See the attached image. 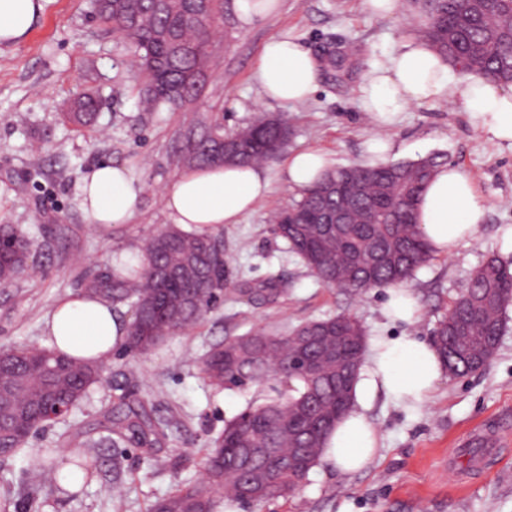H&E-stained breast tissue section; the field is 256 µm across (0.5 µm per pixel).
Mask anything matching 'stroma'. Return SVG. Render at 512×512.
Masks as SVG:
<instances>
[{
  "label": "stroma",
  "instance_id": "stroma-1",
  "mask_svg": "<svg viewBox=\"0 0 512 512\" xmlns=\"http://www.w3.org/2000/svg\"><path fill=\"white\" fill-rule=\"evenodd\" d=\"M281 34L321 61L317 89L301 105L266 99L255 79L263 45ZM413 37L407 14L379 19L363 0H283L276 18L250 26L237 20L233 0H224L199 97L152 112L141 106L130 45L95 17L90 0H54L24 41L0 45V224L13 225L29 240L38 268L35 276L0 288V348L46 345L43 322L60 297L84 292L118 255L139 250L168 225L161 193L187 169L188 136L217 115L228 132L260 112L279 116L292 129L287 154L319 149L336 167L372 163L367 143L381 135L391 143L387 161L441 157L469 174L487 202L480 237L453 256L433 257L411 282L419 320L394 323L382 314L385 289L354 295L326 287L274 234L273 212L300 193L284 179V156L267 161V197L239 223L208 228L229 261L223 296L192 331L167 337L148 353L116 345L102 365L103 382L66 419L0 458V503L8 502L7 512H150L178 486L203 482L204 454L254 396L250 389L215 390L202 378L203 355L225 337L254 328L284 333L348 313L371 338L431 340L476 266L498 255V229L512 225V144L489 141L464 107L449 101L407 107L383 129L371 123L362 107L364 77ZM86 93L97 97L98 107L93 123L79 129L64 114ZM102 163L125 166L139 184L132 223L98 226L83 211L80 186ZM269 278L284 288L276 301L242 293L243 284ZM124 392L145 401L166 425L154 454L113 445L97 425ZM364 413L381 438L366 469L343 474L321 463L296 494L240 505L236 512H512V319L479 371L443 377L422 405L408 407L377 393ZM489 424L506 433V443L468 445ZM78 426L95 445L96 478L76 492L45 480L37 494L21 498L31 459L58 447L60 436Z\"/></svg>",
  "mask_w": 512,
  "mask_h": 512
}]
</instances>
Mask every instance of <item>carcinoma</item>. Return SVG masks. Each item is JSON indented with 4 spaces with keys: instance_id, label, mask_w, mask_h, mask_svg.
Returning a JSON list of instances; mask_svg holds the SVG:
<instances>
[{
    "instance_id": "carcinoma-1",
    "label": "carcinoma",
    "mask_w": 512,
    "mask_h": 512,
    "mask_svg": "<svg viewBox=\"0 0 512 512\" xmlns=\"http://www.w3.org/2000/svg\"><path fill=\"white\" fill-rule=\"evenodd\" d=\"M421 11L418 36L448 62L472 74L503 85L512 83V0H414ZM96 17L134 49L137 75L155 87L145 105L176 109L200 93L203 59L200 49L223 22L224 0H92ZM97 100L91 94L77 99L71 124L83 127L91 120ZM224 126L187 147L185 161L194 167L213 165ZM291 135L281 118L262 115L238 130V150L227 161L249 165L281 153ZM439 166L434 157L377 165H353L330 171L303 190L301 198L274 215V232L299 255L324 285L350 293L371 288L405 286L432 257L416 208L420 195ZM345 208L354 221L341 235L327 231L323 219ZM219 247L206 233L168 226L143 247L141 267L118 262L87 290L126 303L132 313L127 325L128 349L147 353L162 339L196 325L210 311L224 287ZM36 268L28 243L11 224H0V287H7ZM473 292L453 302L457 320L442 318L433 343L450 377L475 372L493 356L497 337L505 326L512 273L490 258L470 278ZM251 294L273 300L284 292L275 279ZM342 338L345 364L353 367L347 386L337 373L336 337ZM366 333L351 314L318 318L295 327L287 335L250 330L213 345L202 361V374L216 390L264 387L279 377L277 396L253 400L224 426L203 461L204 483L176 489L157 501L152 512H218L221 499L241 502L243 474L239 449H253L256 466L283 464L275 485L253 489L251 500L263 502L287 497L320 461L325 441L336 419L349 411L352 389L362 366ZM101 368L46 347L21 346L0 358V429L16 433L19 442L50 424L33 419L53 394L72 407L100 383ZM103 427L112 443L152 449L164 432L144 403L118 396ZM91 481L98 459L91 452L72 460L35 457L30 472H46L60 481L66 466Z\"/></svg>"
}]
</instances>
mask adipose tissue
I'll list each match as a JSON object with an SVG mask.
<instances>
[{
  "mask_svg": "<svg viewBox=\"0 0 512 512\" xmlns=\"http://www.w3.org/2000/svg\"><path fill=\"white\" fill-rule=\"evenodd\" d=\"M51 0H0V44L24 40L43 17ZM256 80L266 98L301 104L316 91V63L297 40L270 38L256 66ZM364 108L377 127L391 125L406 107L448 98L462 100L491 141L512 142V87L474 75L452 83L447 61L423 41L412 39L383 66L374 68L362 87ZM319 150H304L286 161V179L295 189L315 183L328 169ZM269 182L256 165L224 164L186 171L163 193L171 224L202 227L235 224L264 199ZM140 188L122 166L95 167L81 188L82 205L92 223L127 224L136 213ZM486 203L472 178L453 165L440 166L427 185L418 222L433 254L452 255L464 242L479 237ZM50 346L61 353L98 363L107 361L124 330L105 299L89 293L57 300L45 321ZM445 371L434 345L416 336L373 340L355 386L358 404L338 421L323 460L340 473L368 467L379 448L376 429L362 412L369 396L381 390L407 404H422L433 395Z\"/></svg>",
  "mask_w": 512,
  "mask_h": 512,
  "instance_id": "ef3b65f1",
  "label": "adipose tissue"
}]
</instances>
